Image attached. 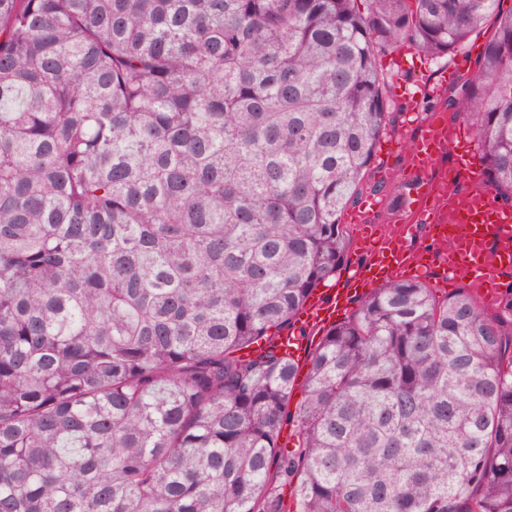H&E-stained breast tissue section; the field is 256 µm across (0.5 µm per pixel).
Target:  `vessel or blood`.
Instances as JSON below:
<instances>
[{
  "label": "vessel or blood",
  "instance_id": "1",
  "mask_svg": "<svg viewBox=\"0 0 512 512\" xmlns=\"http://www.w3.org/2000/svg\"><path fill=\"white\" fill-rule=\"evenodd\" d=\"M461 140L460 125L450 124L445 115H434L425 124L411 146L413 171L421 174L423 187L432 188L431 167L441 154L456 151L453 170L462 191L453 198L444 192L435 194L432 202L416 208L397 232L364 233L365 263L349 267L332 295H310L299 316L310 333L319 334L334 325L337 314L348 309L365 289L400 279L403 272L413 268H438L443 282L466 278L471 287L490 296L497 294L502 273L512 269V209L496 203L476 172L470 151L460 150ZM448 207L453 210L454 221L466 225L471 237L481 243V250L465 247L439 223L440 211ZM419 224L428 225L433 250L420 253L411 249L409 237Z\"/></svg>",
  "mask_w": 512,
  "mask_h": 512
}]
</instances>
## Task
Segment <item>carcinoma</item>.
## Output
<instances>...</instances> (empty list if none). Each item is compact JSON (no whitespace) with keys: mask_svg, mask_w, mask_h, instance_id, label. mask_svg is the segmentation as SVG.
Masks as SVG:
<instances>
[{"mask_svg":"<svg viewBox=\"0 0 512 512\" xmlns=\"http://www.w3.org/2000/svg\"><path fill=\"white\" fill-rule=\"evenodd\" d=\"M351 2L0 0V512H512V282L276 344L389 193L401 41L493 21L443 108L512 206V12Z\"/></svg>","mask_w":512,"mask_h":512,"instance_id":"obj_1","label":"carcinoma"}]
</instances>
